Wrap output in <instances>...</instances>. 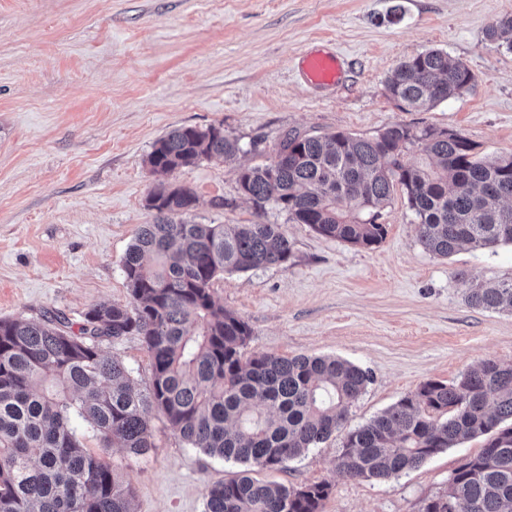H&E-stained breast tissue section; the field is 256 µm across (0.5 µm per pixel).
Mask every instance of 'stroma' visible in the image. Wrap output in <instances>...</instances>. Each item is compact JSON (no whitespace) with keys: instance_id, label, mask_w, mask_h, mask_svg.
Returning <instances> with one entry per match:
<instances>
[{"instance_id":"stroma-1","label":"stroma","mask_w":512,"mask_h":512,"mask_svg":"<svg viewBox=\"0 0 512 512\" xmlns=\"http://www.w3.org/2000/svg\"><path fill=\"white\" fill-rule=\"evenodd\" d=\"M512 0H0V318L79 320L100 303L130 304L122 272L128 247L154 215L159 183L146 163L174 128L223 124L247 151L212 158L169 182L191 188L201 224L281 225L286 266L225 276L215 299L252 335L246 355H330L372 381L349 412L368 422L429 380L456 381L485 359L512 361V310L464 301L458 272L512 278V246L462 249L442 259L419 245L403 195L381 212L385 239L362 248L258 214L238 190L237 168L268 162L286 132L370 137L394 124L454 129L480 156L512 152V50L489 25ZM442 49L476 78L470 93L404 112L385 79L404 57ZM343 57L336 86L303 79L311 53ZM147 391L152 359L141 337L104 343ZM154 448L126 469L132 512H203L209 485L240 464L188 448L156 412ZM333 435L268 479L329 482L322 512H419L452 471L477 453L474 439L386 480L336 470Z\"/></svg>"}]
</instances>
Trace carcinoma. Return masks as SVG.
I'll use <instances>...</instances> for the list:
<instances>
[{"label":"carcinoma","mask_w":512,"mask_h":512,"mask_svg":"<svg viewBox=\"0 0 512 512\" xmlns=\"http://www.w3.org/2000/svg\"><path fill=\"white\" fill-rule=\"evenodd\" d=\"M487 37L512 48V15L492 23ZM474 86L471 70L441 49L404 58L386 79L389 99L404 112ZM279 150L288 157L239 169V191L260 211L269 206L320 236L380 244L387 234L380 211L399 191L418 243L436 257L465 245H512V153L483 160L455 130L399 124L372 137L287 133ZM417 150L424 158L407 160ZM242 152L223 125H188L158 138L147 164L171 174L203 159L231 163ZM196 202L182 185L147 196L154 222L142 225L122 262L133 307L97 304L77 323L60 312L0 319V512H131L134 490L111 451L123 450L127 468L146 458L155 447L151 410L188 447L245 466L207 487L204 512H321L328 483L294 487L251 473L283 470L341 431L336 470L376 480L482 437L481 450L419 512H512V363L487 359L452 383L427 381L346 429L368 371L335 356L247 357L251 328L215 299L226 274L288 263L281 225L199 224L185 219ZM464 301L512 310V278L474 283ZM129 335L142 337L151 354L145 393L102 348Z\"/></svg>","instance_id":"carcinoma-1"}]
</instances>
